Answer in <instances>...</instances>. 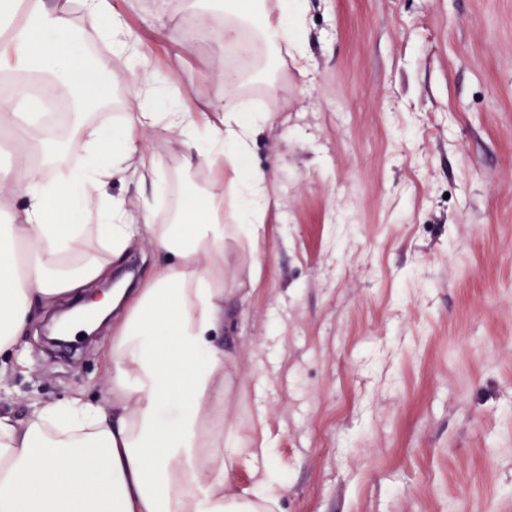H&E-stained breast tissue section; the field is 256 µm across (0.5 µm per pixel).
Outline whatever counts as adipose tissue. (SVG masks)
<instances>
[{"mask_svg": "<svg viewBox=\"0 0 512 512\" xmlns=\"http://www.w3.org/2000/svg\"><path fill=\"white\" fill-rule=\"evenodd\" d=\"M85 25L129 62L137 101L120 136L86 124L83 111L106 94L107 61L88 57L70 10L57 0H0V132L24 148L23 169L0 168L10 187V223L0 225V372L22 357L20 340L39 310L105 279L133 242L150 236L165 260L134 290L115 293L122 317L107 357L111 409L82 397L34 402L20 422L0 415V512H279L280 469L271 452L224 423L230 385L224 350V250L236 227L265 231L272 201L267 173L243 170L267 115L246 103L208 112L157 111L167 93L123 26L112 0H81ZM223 13L225 46L251 56L263 41L303 56L291 23L262 7L209 0ZM66 102L69 136L41 121L46 98ZM178 134L184 166L205 161L207 186L184 189L169 223L152 206L131 214L108 195L113 179L157 184L161 172L140 130ZM234 176L224 180V168ZM241 205L224 221V191ZM252 486L235 480L240 470Z\"/></svg>", "mask_w": 512, "mask_h": 512, "instance_id": "ef3b65f1", "label": "adipose tissue"}]
</instances>
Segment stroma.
Wrapping results in <instances>:
<instances>
[{"label": "stroma", "instance_id": "stroma-1", "mask_svg": "<svg viewBox=\"0 0 512 512\" xmlns=\"http://www.w3.org/2000/svg\"><path fill=\"white\" fill-rule=\"evenodd\" d=\"M60 2L112 68L98 112L133 111L126 58ZM264 2L303 13L306 72L264 45L250 62L174 46L185 0H112L171 81L159 111L206 109L234 68L273 118L245 162L270 178L266 231L225 255L224 422H262L280 512H512V0ZM142 137L167 196L111 192L165 224L213 172L184 171L177 136ZM162 260L142 237L110 274L139 284ZM46 324L0 376V414L74 391L108 405L107 334L68 358Z\"/></svg>", "mask_w": 512, "mask_h": 512}]
</instances>
